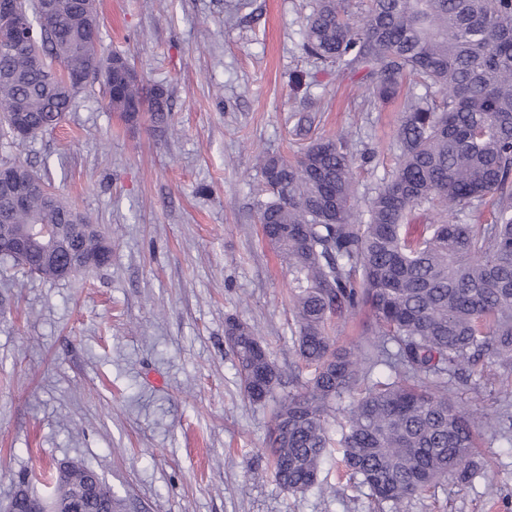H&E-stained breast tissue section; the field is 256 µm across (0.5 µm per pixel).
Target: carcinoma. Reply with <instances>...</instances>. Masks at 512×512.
<instances>
[{
    "label": "carcinoma",
    "mask_w": 512,
    "mask_h": 512,
    "mask_svg": "<svg viewBox=\"0 0 512 512\" xmlns=\"http://www.w3.org/2000/svg\"><path fill=\"white\" fill-rule=\"evenodd\" d=\"M36 22L32 36L0 55V130L11 135L15 113L30 127L55 129L83 87L61 86L48 60L63 71L101 80L109 108L127 122L143 104L157 128L169 124V95L120 75L118 54H104L86 30L76 0H14ZM304 50L336 70L370 67L369 102L399 96L404 80L425 92L405 97L395 173L359 200L354 149L347 136L311 135L298 123L300 154L259 156L267 197L257 201L266 240L288 269L297 357L313 368L302 390L278 400L269 436L273 477L291 493L318 480L330 447L350 478H361L374 500L397 510L448 479L458 485L485 477L475 460L480 431L512 434V415H491L453 402L463 375L484 376L483 360L512 387V0H370L353 16L344 0H315ZM491 204L493 219L468 224L464 209ZM417 211L429 215L419 235L405 230ZM88 220L58 194L32 197L7 211L20 232L33 225ZM112 253L98 228L66 240L63 261L76 253ZM23 268L48 281L57 267L38 252ZM370 308L375 326L360 344L340 349L327 332L332 316ZM224 338L237 361L241 389L255 403L274 397L280 374L262 337L227 318ZM388 370L384 379L374 369ZM57 504L84 497L82 512H121L122 500L81 464L53 478Z\"/></svg>",
    "instance_id": "cac0c4a2"
}]
</instances>
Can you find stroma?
Returning a JSON list of instances; mask_svg holds the SVG:
<instances>
[{
	"instance_id": "obj_1",
	"label": "stroma",
	"mask_w": 512,
	"mask_h": 512,
	"mask_svg": "<svg viewBox=\"0 0 512 512\" xmlns=\"http://www.w3.org/2000/svg\"><path fill=\"white\" fill-rule=\"evenodd\" d=\"M100 43L164 85L172 128L125 123L90 80L51 133L0 137V166L39 170L112 237L108 264L57 281L0 259V512L46 494L64 461L95 471L127 512H391L330 448L292 494L270 471L274 401L240 389L224 322L262 336L279 394L309 371L294 355L288 272L264 239L257 156L293 155L299 113L347 132L359 196L396 167L399 105L367 102L365 71L337 75L303 51L311 0H98ZM452 396L512 410V390L469 377ZM486 477L450 482L403 512H512V440L483 431Z\"/></svg>"
}]
</instances>
